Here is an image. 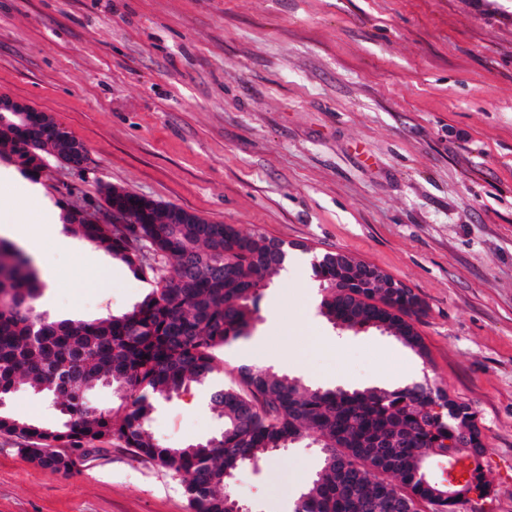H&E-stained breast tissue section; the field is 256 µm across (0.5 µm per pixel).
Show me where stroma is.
Returning a JSON list of instances; mask_svg holds the SVG:
<instances>
[{
	"label": "stroma",
	"mask_w": 512,
	"mask_h": 512,
	"mask_svg": "<svg viewBox=\"0 0 512 512\" xmlns=\"http://www.w3.org/2000/svg\"><path fill=\"white\" fill-rule=\"evenodd\" d=\"M50 114L86 148L51 163L54 212L123 187L218 224L343 252L410 288L427 312L420 358L389 333L334 327L313 269L275 275L256 362L310 388L397 387L410 367L477 413L490 512H512V0H0V95ZM44 236L38 309L92 320L147 294L103 252ZM18 419L56 421L28 388ZM223 427L208 391L162 402L149 430L182 448ZM0 432V512H191L182 479L99 442L57 473ZM315 446L277 451L231 480L253 512L294 502Z\"/></svg>",
	"instance_id": "1"
}]
</instances>
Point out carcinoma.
I'll return each mask as SVG.
<instances>
[{
    "label": "carcinoma",
    "instance_id": "cac0c4a2",
    "mask_svg": "<svg viewBox=\"0 0 512 512\" xmlns=\"http://www.w3.org/2000/svg\"><path fill=\"white\" fill-rule=\"evenodd\" d=\"M84 145L45 112L0 132V159L24 179L40 181L44 161L78 164ZM108 208L124 224L94 223L85 208L64 211L62 222L96 249L122 262L151 292L124 313L91 321L51 320L37 310L43 284L31 261L0 240V397L23 385L67 402L63 421L45 425L0 409V432L37 447L17 452L52 472L68 470L60 443L78 452L115 438L132 455L182 478L191 512H232L228 472L313 438L321 467L300 493L295 512H457L448 506L445 468L434 459L463 435L474 456L469 493L488 495L484 434L476 413L441 388L424 382L393 390L308 389L272 367L243 366L238 378L215 386L211 409L222 431L198 444L168 448L148 432L155 407L207 382L224 349L252 336L262 291L281 262L263 256L285 243L233 224H216L181 207L108 186ZM319 313L349 330L380 329L420 358L426 346L414 323L425 313L409 288L361 287V270L336 268L333 255L314 265ZM109 386L121 404L103 410L85 401L88 383Z\"/></svg>",
    "mask_w": 512,
    "mask_h": 512
}]
</instances>
